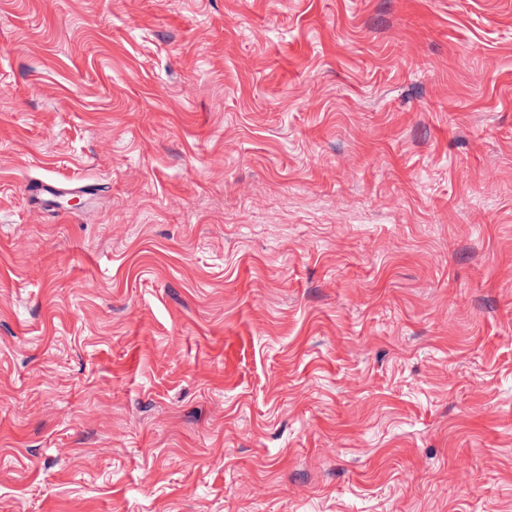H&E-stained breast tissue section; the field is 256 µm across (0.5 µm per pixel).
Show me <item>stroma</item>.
<instances>
[{"label":"stroma","instance_id":"obj_1","mask_svg":"<svg viewBox=\"0 0 512 512\" xmlns=\"http://www.w3.org/2000/svg\"><path fill=\"white\" fill-rule=\"evenodd\" d=\"M0 512H512V0H0Z\"/></svg>","mask_w":512,"mask_h":512}]
</instances>
